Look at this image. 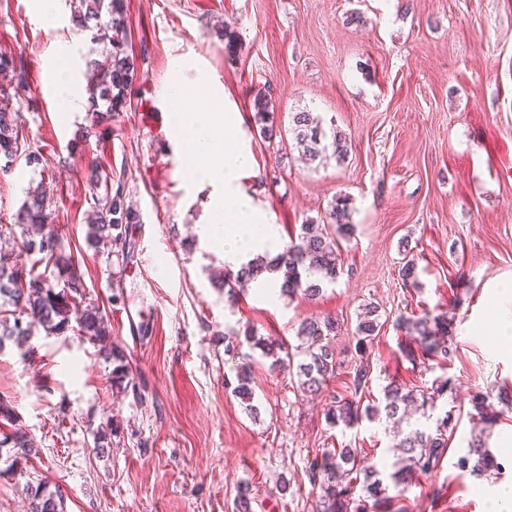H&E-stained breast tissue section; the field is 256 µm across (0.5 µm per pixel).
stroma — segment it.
<instances>
[{
	"label": "stroma",
	"mask_w": 512,
	"mask_h": 512,
	"mask_svg": "<svg viewBox=\"0 0 512 512\" xmlns=\"http://www.w3.org/2000/svg\"><path fill=\"white\" fill-rule=\"evenodd\" d=\"M137 72L131 103L103 117L86 136L88 113L64 116L46 71L62 43L70 70L86 86L102 47L74 28L68 0L53 24L31 0H0V53L20 57L27 88L19 112L24 157L0 158V225L13 224L29 191L53 203L64 245L81 273L87 301L109 318L146 403L112 386V364L89 337L36 331L26 346H0V396L34 438L37 455L0 448V512H28V485L63 494L65 512H235L248 487L250 512H314L305 475L309 455L344 445L375 462H395L393 429L362 421L330 428L328 397L344 394L347 375L323 395L301 396L296 377L271 370L252 352L260 410L253 417L225 386L235 363L225 333L243 326L295 341L305 318L332 315L342 359L362 304L390 316L374 342L372 394L389 379L409 385L447 374L456 429L432 476L405 493L411 512H488L500 486L512 484V348L485 329L497 292L512 283V0H125ZM237 43L226 49L224 29ZM220 88L221 105L241 112L239 137L253 167L243 191L269 217L281 241L300 224L322 220L330 203L349 198L355 233L342 242L346 268L314 300L287 299L270 284H249L227 303L215 283L223 252L198 234L212 189L190 182L184 147L170 135L167 90ZM270 93L273 141L253 121L256 96ZM310 111L346 138L344 163H306L289 130ZM35 154L37 163L25 160ZM121 182L139 216L130 225L135 260L122 265L88 245L94 209L90 172ZM418 254V288L404 287V243ZM425 307L451 319L455 356L447 368L414 369L399 348L407 339L392 320ZM482 395L500 415L486 433L500 473L472 475L457 465ZM118 432L100 450L93 435L106 421Z\"/></svg>",
	"instance_id": "1"
}]
</instances>
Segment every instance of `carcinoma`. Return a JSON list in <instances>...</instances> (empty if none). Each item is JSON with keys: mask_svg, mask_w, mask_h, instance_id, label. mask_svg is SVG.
<instances>
[{"mask_svg": "<svg viewBox=\"0 0 512 512\" xmlns=\"http://www.w3.org/2000/svg\"><path fill=\"white\" fill-rule=\"evenodd\" d=\"M72 21L80 29L96 28V36L104 45L100 58L90 64L92 76L86 86L88 111L92 123L87 134L96 133L102 112H121L126 108L129 90L136 76L135 62L128 53L130 35L124 0H73ZM0 70L11 73L15 88L28 85L27 70L21 60L13 55L0 54ZM272 98L263 94L254 100V123L260 135L270 141L276 136ZM292 133L297 146L310 161L326 157L333 150L336 159L344 160L347 150L341 147L342 134L327 132L319 117L312 112H296L292 117ZM13 161L21 156L16 111L4 104L0 106V156ZM121 189L115 195H106L95 202V210L88 227L87 238L92 245H106L117 260L128 264L132 254L127 249L129 225L139 222L138 216L120 201ZM51 201L42 192H32L16 215V223L36 228L40 239L22 242L23 252H37L53 268L56 278L63 280L62 289L50 282L47 275L25 268L17 256L0 252V339L15 337L27 340L33 329L40 327L47 334H62L77 330L94 340L104 359L112 360V386L141 403L146 395L137 384L130 362L122 349L112 341L107 315L90 302H85L82 283L76 265L64 249L63 234L54 224ZM351 207L346 197H338L330 205L323 224L307 221L300 225V232L289 238L283 250L275 257L258 255L238 270L228 268L219 281L226 301L232 303L243 282H255L267 274L276 276L280 292L290 298L298 295L312 299L324 286L334 284L343 274L340 240H347L354 232L350 220ZM398 276L403 285H419L414 259H402ZM11 309H6V306ZM379 306L368 303L362 307L354 331V351L360 356L369 351L384 323ZM395 326L412 339L419 341L415 349L400 348L401 356L412 368L436 362L448 365L452 348L448 340V317L432 314L423 309L420 313L400 314ZM338 323L331 317L306 318L297 330L298 344L282 339L261 337L254 330L245 328L243 333L224 337V354L235 359L241 355L242 342L261 351L271 360L273 369H288L295 373L300 392L317 395L324 391L336 375L340 362L330 337L337 335ZM236 384L232 393L246 403V410L255 417L250 365L240 363L235 368ZM371 366L359 362L350 371V394L336 396L324 408L325 420L332 428H352L367 419H385L398 425L406 408L412 406L427 414L437 401L448 393L452 385L448 377H438L429 386L410 388L405 383L391 379L382 387L377 402L364 404L371 393ZM453 410L437 419L434 428L421 424L409 425L398 430L395 447L400 451L393 464L389 479L399 489L396 496L388 495L389 485L384 483L378 464L356 448H335L307 460L305 473L316 494V512H409L403 504L401 493L419 475H430L447 454L448 442L455 424ZM0 425L9 432L0 433V448H15L23 455L36 452L33 437L16 423L14 409L0 399ZM457 465L469 472L501 471L502 466L487 448L484 433L475 434L468 441L467 451ZM31 498L30 512H63V495L46 493L45 486L37 483L28 487Z\"/></svg>", "mask_w": 512, "mask_h": 512, "instance_id": "obj_1", "label": "carcinoma"}]
</instances>
